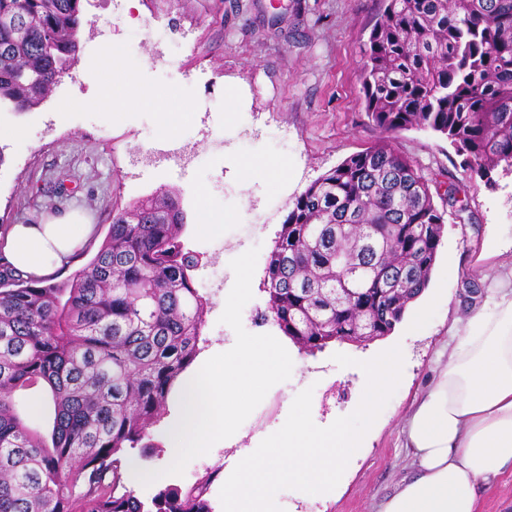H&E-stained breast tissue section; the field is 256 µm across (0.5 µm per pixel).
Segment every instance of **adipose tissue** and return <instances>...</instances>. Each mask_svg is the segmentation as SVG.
<instances>
[{
    "instance_id": "1",
    "label": "adipose tissue",
    "mask_w": 512,
    "mask_h": 512,
    "mask_svg": "<svg viewBox=\"0 0 512 512\" xmlns=\"http://www.w3.org/2000/svg\"><path fill=\"white\" fill-rule=\"evenodd\" d=\"M94 232L72 211L11 226L0 251L23 277L40 279L66 267ZM404 433L414 470L378 512H480L479 487L512 471V263L487 286Z\"/></svg>"
}]
</instances>
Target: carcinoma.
Returning a JSON list of instances; mask_svg holds the SVG:
<instances>
[{"label": "carcinoma", "instance_id": "obj_1", "mask_svg": "<svg viewBox=\"0 0 512 512\" xmlns=\"http://www.w3.org/2000/svg\"><path fill=\"white\" fill-rule=\"evenodd\" d=\"M81 0H0V108L39 106L75 61ZM362 44L369 122L445 136L464 164L512 174V0H384ZM445 211L389 140L344 159L295 198L265 268L267 313L299 349L390 335L427 288ZM360 226L353 244L351 226ZM180 197L113 211L66 284L0 261V512H212L211 479L147 499L132 483L151 429L199 351L207 302L183 251ZM361 312L372 326H356ZM50 392L46 437L16 408Z\"/></svg>", "mask_w": 512, "mask_h": 512}]
</instances>
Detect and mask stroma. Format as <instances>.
<instances>
[{"mask_svg":"<svg viewBox=\"0 0 512 512\" xmlns=\"http://www.w3.org/2000/svg\"><path fill=\"white\" fill-rule=\"evenodd\" d=\"M77 61L49 97L24 113L0 112V233L14 224H36L46 214L83 210L97 227L94 239L57 271L63 282L98 250L113 208L165 191L180 195L186 215L184 249L196 256L191 276L209 301L199 346L208 349L233 336L221 323L220 298L230 291L229 263L236 246L258 248L253 297L241 321L251 334L279 336L264 320L265 267L293 201L312 181L348 156L375 145L380 131L365 114L360 46L382 10L381 0H139L126 15L123 0H81ZM164 30L167 47L148 41ZM130 47L126 91L113 103L102 94L111 76L101 74L102 49ZM239 83L235 111L225 106V80ZM194 105L196 121L178 132L194 160L144 163V146L156 141L164 116ZM393 147L419 168L430 188L456 184L462 209H448L431 274L430 307L421 328L398 323L388 339L335 342L309 354L289 345L293 368L274 385L238 429L235 448L214 444L169 485L209 480L212 512H223L220 491L234 450L273 434L295 396L312 389L321 425L351 414L362 394L358 361L376 355L385 342L400 346L401 381L351 456L335 493L300 498L284 489L283 512H378L380 503L412 471L403 425L435 373L440 353L474 305L467 282L486 286L502 259L512 257V175L480 178L463 166L445 138L429 130L396 135ZM283 158L295 179L255 180L250 169L232 168L231 158ZM204 186L195 194L193 186ZM219 220V231L202 226V215ZM354 358L339 367L334 354Z\"/></svg>","mask_w":512,"mask_h":512,"instance_id":"35a3bbf8","label":"stroma"}]
</instances>
